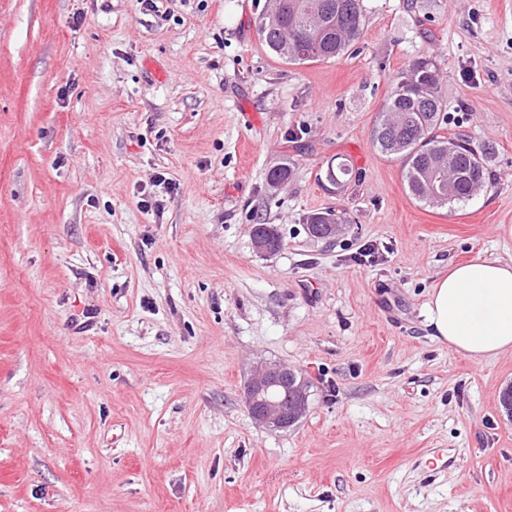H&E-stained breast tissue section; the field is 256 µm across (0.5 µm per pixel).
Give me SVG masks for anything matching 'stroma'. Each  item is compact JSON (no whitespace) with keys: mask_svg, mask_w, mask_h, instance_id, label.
Returning <instances> with one entry per match:
<instances>
[{"mask_svg":"<svg viewBox=\"0 0 512 512\" xmlns=\"http://www.w3.org/2000/svg\"><path fill=\"white\" fill-rule=\"evenodd\" d=\"M154 3L0 0V512H512V352L425 316L449 265L512 260V0H363L354 52L304 65L266 0ZM426 55L488 152L450 208L371 140ZM326 211L346 230L313 239ZM260 361L312 384L289 430L251 423Z\"/></svg>","mask_w":512,"mask_h":512,"instance_id":"1","label":"stroma"}]
</instances>
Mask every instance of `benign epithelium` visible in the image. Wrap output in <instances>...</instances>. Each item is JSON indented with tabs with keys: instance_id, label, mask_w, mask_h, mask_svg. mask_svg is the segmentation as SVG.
I'll use <instances>...</instances> for the list:
<instances>
[{
	"instance_id": "obj_1",
	"label": "benign epithelium",
	"mask_w": 512,
	"mask_h": 512,
	"mask_svg": "<svg viewBox=\"0 0 512 512\" xmlns=\"http://www.w3.org/2000/svg\"><path fill=\"white\" fill-rule=\"evenodd\" d=\"M309 382L294 369L261 362L253 367L244 387L247 412L259 429L283 431L309 412Z\"/></svg>"
}]
</instances>
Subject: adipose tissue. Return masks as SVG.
<instances>
[{
  "instance_id": "obj_1",
  "label": "adipose tissue",
  "mask_w": 512,
  "mask_h": 512,
  "mask_svg": "<svg viewBox=\"0 0 512 512\" xmlns=\"http://www.w3.org/2000/svg\"><path fill=\"white\" fill-rule=\"evenodd\" d=\"M426 324L478 364L512 351V260L477 257L449 267L432 287Z\"/></svg>"
}]
</instances>
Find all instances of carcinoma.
<instances>
[{"label":"carcinoma","instance_id":"cac0c4a2","mask_svg":"<svg viewBox=\"0 0 512 512\" xmlns=\"http://www.w3.org/2000/svg\"><path fill=\"white\" fill-rule=\"evenodd\" d=\"M277 19H259L258 31L269 50L294 64L328 61L347 54L360 39L365 17L361 0H275ZM444 121L439 67L433 58H419L402 69L380 118L372 129L379 154L398 159L408 193L431 207H448L470 200L485 187L487 160L459 132L442 134ZM451 161L449 188L435 193L433 183L441 163ZM326 181L343 188L352 170L330 165Z\"/></svg>","mask_w":512,"mask_h":512}]
</instances>
